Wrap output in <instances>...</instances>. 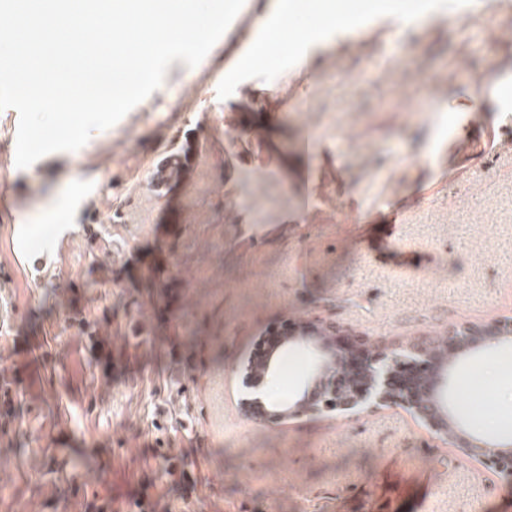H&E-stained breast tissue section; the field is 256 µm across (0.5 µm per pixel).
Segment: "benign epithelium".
I'll return each mask as SVG.
<instances>
[{"label": "benign epithelium", "mask_w": 512, "mask_h": 512, "mask_svg": "<svg viewBox=\"0 0 512 512\" xmlns=\"http://www.w3.org/2000/svg\"><path fill=\"white\" fill-rule=\"evenodd\" d=\"M362 342L359 336L339 334L334 322L312 324L304 335L296 331L284 337L274 350L264 355L267 374H274L279 352L290 346L309 345L315 354L310 379L293 408L269 409L256 397L244 402L247 415L258 420L282 421L301 412L323 409L357 415L383 407H401L436 433L444 434L447 428H452L454 448L491 470L496 478L512 483V443L489 441L458 427L441 396L448 386L450 365L446 360H437L429 341L417 339L404 345L383 343L373 359L358 357ZM511 342L512 320L502 317L472 325L467 336L454 338V348L465 356L481 347ZM405 361L429 368L428 384L432 388L422 405L408 391L402 396L395 394L398 383L394 371Z\"/></svg>", "instance_id": "benign-epithelium-1"}]
</instances>
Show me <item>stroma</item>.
<instances>
[{
	"instance_id": "35a3bbf8",
	"label": "stroma",
	"mask_w": 512,
	"mask_h": 512,
	"mask_svg": "<svg viewBox=\"0 0 512 512\" xmlns=\"http://www.w3.org/2000/svg\"><path fill=\"white\" fill-rule=\"evenodd\" d=\"M273 0H245L75 152L15 165L0 111V512H512V485L389 407L244 418L269 329L335 322L380 343L512 317V151L479 178L449 140L512 74L498 0L399 34L378 22L308 67L224 71ZM189 158L156 190L164 152ZM69 200L56 235L35 224ZM495 348L462 360V416L512 421Z\"/></svg>"
}]
</instances>
